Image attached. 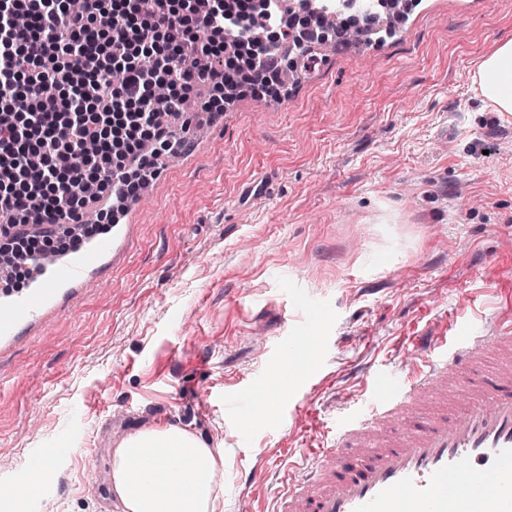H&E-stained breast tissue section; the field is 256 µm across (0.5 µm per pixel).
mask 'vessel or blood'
I'll use <instances>...</instances> for the list:
<instances>
[{
	"instance_id": "vessel-or-blood-1",
	"label": "vessel or blood",
	"mask_w": 512,
	"mask_h": 512,
	"mask_svg": "<svg viewBox=\"0 0 512 512\" xmlns=\"http://www.w3.org/2000/svg\"><path fill=\"white\" fill-rule=\"evenodd\" d=\"M120 252L117 239L99 240L1 297L0 352L78 298L90 268ZM328 318L311 309L282 341L279 365L317 351ZM368 384L325 442L302 449L266 512H512V294L483 329L414 337L395 370ZM224 406L243 433L275 401L257 385Z\"/></svg>"
}]
</instances>
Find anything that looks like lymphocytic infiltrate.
<instances>
[{"mask_svg":"<svg viewBox=\"0 0 512 512\" xmlns=\"http://www.w3.org/2000/svg\"><path fill=\"white\" fill-rule=\"evenodd\" d=\"M283 0H0V258L100 193L135 197L176 152L161 115L210 86L202 107L245 83L278 98ZM237 34L227 44V34ZM121 81H114V72Z\"/></svg>","mask_w":512,"mask_h":512,"instance_id":"lymphocytic-infiltrate-1","label":"lymphocytic infiltrate"}]
</instances>
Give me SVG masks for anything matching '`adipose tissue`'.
<instances>
[{
	"label": "adipose tissue",
	"instance_id": "1",
	"mask_svg": "<svg viewBox=\"0 0 512 512\" xmlns=\"http://www.w3.org/2000/svg\"><path fill=\"white\" fill-rule=\"evenodd\" d=\"M475 78L499 113L512 114V38L480 64ZM117 512H224V454L187 429L152 427L112 452Z\"/></svg>",
	"mask_w": 512,
	"mask_h": 512
}]
</instances>
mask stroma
Listing matches in <instances>:
<instances>
[{
  "label": "stroma",
  "mask_w": 512,
  "mask_h": 512,
  "mask_svg": "<svg viewBox=\"0 0 512 512\" xmlns=\"http://www.w3.org/2000/svg\"><path fill=\"white\" fill-rule=\"evenodd\" d=\"M511 37L512 0H422L396 37L336 42L280 101L243 92L200 131L181 114L194 145L160 161L125 252L0 358V480L43 484L30 512H110L116 442L174 425L223 449L224 512H263L354 404L360 367L492 317L512 289V116L473 77ZM298 299L332 311L306 389L320 416L241 437L224 398L278 394Z\"/></svg>",
  "instance_id": "obj_1"
}]
</instances>
